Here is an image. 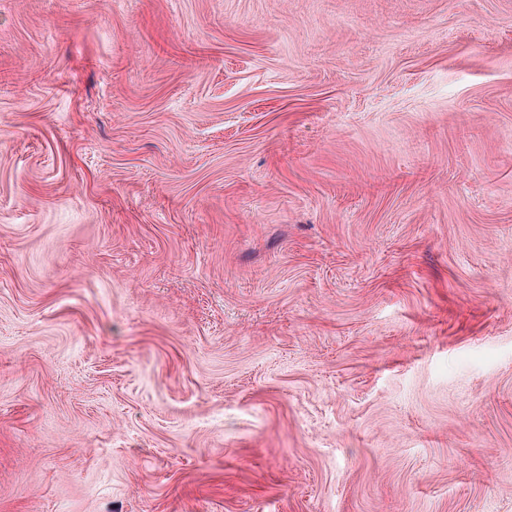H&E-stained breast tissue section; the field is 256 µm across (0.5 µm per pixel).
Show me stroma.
Wrapping results in <instances>:
<instances>
[{
  "instance_id": "obj_1",
  "label": "stroma",
  "mask_w": 512,
  "mask_h": 512,
  "mask_svg": "<svg viewBox=\"0 0 512 512\" xmlns=\"http://www.w3.org/2000/svg\"><path fill=\"white\" fill-rule=\"evenodd\" d=\"M0 512H512V0H0Z\"/></svg>"
}]
</instances>
